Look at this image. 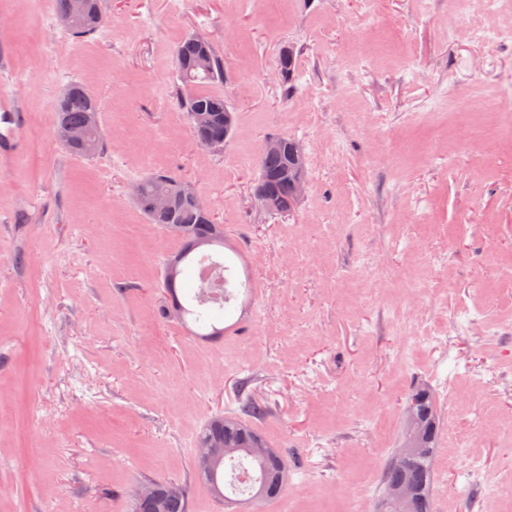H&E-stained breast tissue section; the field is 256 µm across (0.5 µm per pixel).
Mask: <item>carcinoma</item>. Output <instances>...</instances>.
<instances>
[{
    "instance_id": "carcinoma-1",
    "label": "carcinoma",
    "mask_w": 512,
    "mask_h": 512,
    "mask_svg": "<svg viewBox=\"0 0 512 512\" xmlns=\"http://www.w3.org/2000/svg\"><path fill=\"white\" fill-rule=\"evenodd\" d=\"M78 0H55L57 20L64 28L80 37L99 30L94 14L101 9V0H88L80 14H75ZM277 65L282 73L284 94L295 89L296 51L287 45V53L278 54ZM178 106L186 113L187 120L196 140L204 147L224 141V113L233 111L224 95L212 90L224 82V63L215 54L210 41L198 34L187 35L175 49ZM71 92L57 101L55 106L56 131L79 128L88 134L91 154L102 146L103 137L99 125V103L94 96L82 93L83 85L70 83ZM257 166L261 180L259 187H267L288 202L285 212L293 213L295 198V162L293 150L284 146L261 149ZM176 178L166 174H152L140 182V197L136 199L151 224H159L164 230L178 229L183 248L171 258L182 264L196 251L193 243L200 239L209 240V246H224V225L208 222L192 201L174 192ZM171 196L167 210L153 208L157 196ZM164 287L171 295L168 311L182 319L192 316L194 322L211 325V335L219 336L223 330L213 326V320L224 311L225 303L218 305L199 304L194 308L185 307L177 297L176 282H166ZM264 409L253 400L241 401L240 414L212 417L197 437V447L220 441L232 453L217 464L208 466L195 461L197 478L209 492L219 489L226 491L224 484V463L230 461L232 468L242 470L248 481L245 489L238 492L248 496L251 512H261L265 502L277 498L283 491L288 478V459L277 448L268 444L253 423ZM440 413L435 396L426 385L414 387L408 394L403 414L402 440L400 447L405 453L395 452L382 474V488H413V494L406 499L382 497L379 512H433L432 486L434 480V451L439 438ZM149 494L140 503L133 504L132 512H189L187 486L161 480L144 482Z\"/></svg>"
}]
</instances>
